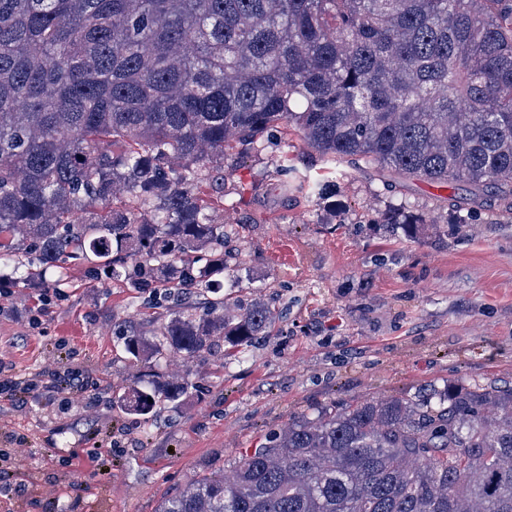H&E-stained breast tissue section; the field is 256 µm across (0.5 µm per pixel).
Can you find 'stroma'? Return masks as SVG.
<instances>
[{"label": "stroma", "mask_w": 512, "mask_h": 512, "mask_svg": "<svg viewBox=\"0 0 512 512\" xmlns=\"http://www.w3.org/2000/svg\"><path fill=\"white\" fill-rule=\"evenodd\" d=\"M288 153L293 169L276 170ZM334 170L324 196L296 189ZM290 190L281 193V181ZM216 213L236 225L231 246L239 285L229 294L274 313L267 336L242 362L218 373V358L168 356L158 377L193 371L197 397L164 409L143 435L135 416L114 406L34 400L8 414V437L42 505L52 512H157L198 476L223 469L240 449L325 403L412 393L426 384L512 381V209L497 190L400 177L362 160L335 167L295 135L264 139L224 162ZM407 208L415 233L386 236L391 212ZM33 286L0 297V362L16 373L52 370L67 341L77 365L109 389H128L145 369L117 346L113 331L142 320L149 303L119 283L92 285L73 265L66 296L33 328L17 312ZM111 443L104 476L43 472L40 458ZM87 483L80 503L62 492Z\"/></svg>", "instance_id": "stroma-1"}]
</instances>
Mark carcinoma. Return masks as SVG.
Here are the masks:
<instances>
[{"mask_svg": "<svg viewBox=\"0 0 512 512\" xmlns=\"http://www.w3.org/2000/svg\"><path fill=\"white\" fill-rule=\"evenodd\" d=\"M294 132L328 162L473 190L511 187L512 0H0V265L60 288L175 305L122 334L128 359L240 361L265 304L224 295L235 227L224 157ZM195 387L118 397L143 434ZM157 512H512V382L425 385L303 414Z\"/></svg>", "mask_w": 512, "mask_h": 512, "instance_id": "1", "label": "carcinoma"}]
</instances>
